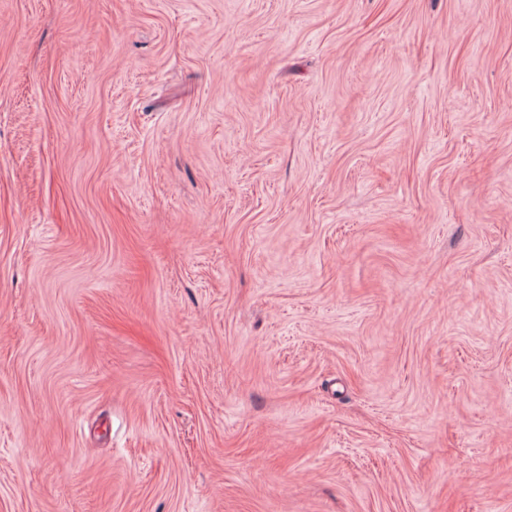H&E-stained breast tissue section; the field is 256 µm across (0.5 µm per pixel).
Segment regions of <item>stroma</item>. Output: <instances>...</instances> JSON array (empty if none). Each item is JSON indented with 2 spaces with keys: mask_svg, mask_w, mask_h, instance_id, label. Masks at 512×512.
Wrapping results in <instances>:
<instances>
[{
  "mask_svg": "<svg viewBox=\"0 0 512 512\" xmlns=\"http://www.w3.org/2000/svg\"><path fill=\"white\" fill-rule=\"evenodd\" d=\"M0 512H512V0H0Z\"/></svg>",
  "mask_w": 512,
  "mask_h": 512,
  "instance_id": "obj_1",
  "label": "stroma"
}]
</instances>
